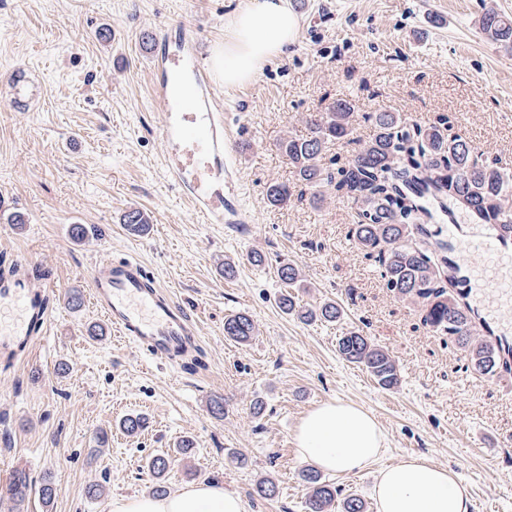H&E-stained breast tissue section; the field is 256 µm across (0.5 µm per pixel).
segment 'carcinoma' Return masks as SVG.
<instances>
[{
  "instance_id": "carcinoma-1",
  "label": "carcinoma",
  "mask_w": 512,
  "mask_h": 512,
  "mask_svg": "<svg viewBox=\"0 0 512 512\" xmlns=\"http://www.w3.org/2000/svg\"><path fill=\"white\" fill-rule=\"evenodd\" d=\"M483 32L492 40L512 42V20L493 9L487 10L480 21ZM353 106L338 99L326 112H312L306 119L309 128L304 137H290L280 143L281 151L295 169L299 182L313 194L334 183L336 192L359 206L358 220L351 229L355 244L375 257L381 267L384 286L395 296L421 305L423 324L432 331L446 335L463 350L471 367L490 377L501 374V362L485 341L473 336L469 311L448 290L446 281L434 270V260L427 250L413 242V223L408 209L391 197L396 184L411 185L420 194L446 196L462 208L474 212L488 224H501L512 232V176L496 163L484 160L470 141L450 133L445 119L420 125H408L396 112H375L372 115L374 134L362 146L353 160L332 174L320 167L318 160L325 145L351 135ZM285 184H272L267 189L273 205L288 202ZM127 230L143 234L148 230V218L138 208L122 215ZM277 276L286 291L277 298L279 308L302 321L335 322L342 316V307L326 302L314 309L299 304L293 288L301 282V274L291 261H283ZM255 324L243 313L227 317L224 336L245 343L254 336ZM337 352L346 361L362 366L386 389L398 385L395 361L383 349L376 347L358 331L343 334L337 342ZM170 457L155 455L148 461L153 477L152 495L167 494L166 475ZM308 486L305 512H366L363 498L349 495L336 502V487L314 469L301 474ZM30 484L24 472L15 474L10 491L24 500Z\"/></svg>"
}]
</instances>
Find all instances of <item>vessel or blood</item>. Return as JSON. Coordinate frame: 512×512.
Returning <instances> with one entry per match:
<instances>
[{
    "label": "vessel or blood",
    "instance_id": "obj_1",
    "mask_svg": "<svg viewBox=\"0 0 512 512\" xmlns=\"http://www.w3.org/2000/svg\"><path fill=\"white\" fill-rule=\"evenodd\" d=\"M194 26L167 44L150 37V66L163 78L152 85L162 107L161 137L165 164L178 195L207 224H239L243 217L234 201L240 185L224 174L234 147L224 114L212 101L211 85L199 60ZM448 240L462 256L465 288L472 304L475 287L495 289L501 306L492 314L476 308V323L499 358L512 362V236L501 226L448 218ZM90 298L118 337L171 365L197 348L196 327L186 310L147 271L135 252L93 265L88 276ZM52 322L51 285H35L24 260L0 263V360L11 362L29 351Z\"/></svg>",
    "mask_w": 512,
    "mask_h": 512
}]
</instances>
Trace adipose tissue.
<instances>
[{
  "mask_svg": "<svg viewBox=\"0 0 512 512\" xmlns=\"http://www.w3.org/2000/svg\"><path fill=\"white\" fill-rule=\"evenodd\" d=\"M300 29L288 0H245L232 15L223 43L212 50V69L225 88L253 83L265 65L298 40ZM293 443L298 456L317 468L352 474L379 458L386 434L372 412L335 399L301 418ZM373 498L375 512H469L470 506L469 487L454 470L415 453L378 470ZM112 512H247V506L236 491L201 483L165 497H118Z\"/></svg>",
  "mask_w": 512,
  "mask_h": 512,
  "instance_id": "ef3b65f1",
  "label": "adipose tissue"
}]
</instances>
